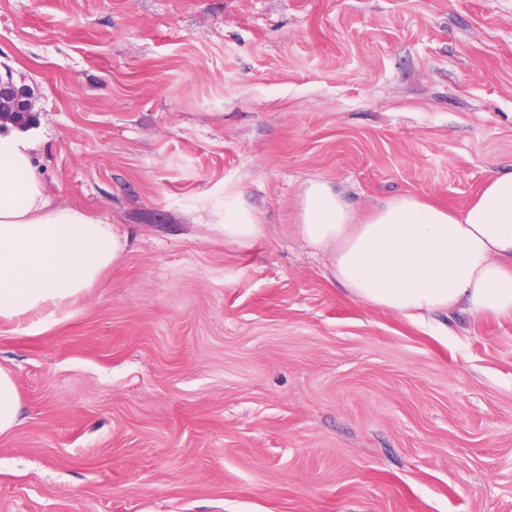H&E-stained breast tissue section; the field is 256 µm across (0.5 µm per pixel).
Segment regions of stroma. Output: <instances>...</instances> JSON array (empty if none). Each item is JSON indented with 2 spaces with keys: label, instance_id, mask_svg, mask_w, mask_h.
Here are the masks:
<instances>
[{
  "label": "stroma",
  "instance_id": "1",
  "mask_svg": "<svg viewBox=\"0 0 512 512\" xmlns=\"http://www.w3.org/2000/svg\"><path fill=\"white\" fill-rule=\"evenodd\" d=\"M0 74L56 204L128 236L0 323V512H512V317L356 301L295 230L312 181L364 217L512 172V0H0ZM30 91L24 86H18L11 78H0V128L5 123L15 127L26 126L37 119L34 112ZM247 217L238 214L227 219L226 224L214 225L213 229L222 233L227 241L236 242L241 245L248 244L264 234L261 224H253ZM19 413V394L11 372L0 367V435L13 429Z\"/></svg>",
  "mask_w": 512,
  "mask_h": 512
}]
</instances>
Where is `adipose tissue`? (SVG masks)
I'll return each mask as SVG.
<instances>
[{
    "label": "adipose tissue",
    "mask_w": 512,
    "mask_h": 512,
    "mask_svg": "<svg viewBox=\"0 0 512 512\" xmlns=\"http://www.w3.org/2000/svg\"><path fill=\"white\" fill-rule=\"evenodd\" d=\"M297 233L366 304L412 319L460 308L475 318L512 315V173L490 175L459 212L401 195L362 222L342 192L313 181ZM122 251L114 227L53 204L25 135L0 136L1 322L39 331Z\"/></svg>",
    "instance_id": "1"
}]
</instances>
